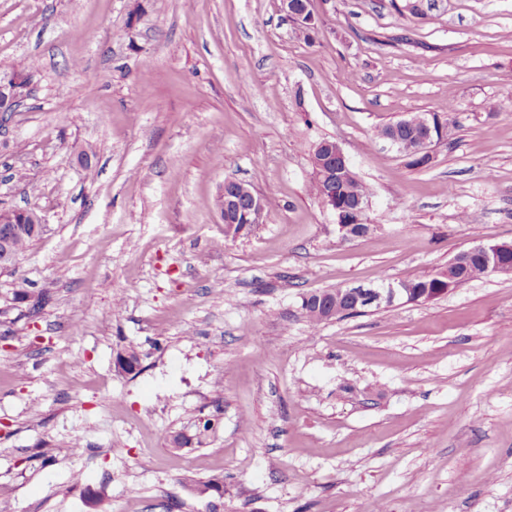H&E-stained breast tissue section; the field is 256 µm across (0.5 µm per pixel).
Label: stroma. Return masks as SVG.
Wrapping results in <instances>:
<instances>
[{"instance_id": "35a3bbf8", "label": "stroma", "mask_w": 512, "mask_h": 512, "mask_svg": "<svg viewBox=\"0 0 512 512\" xmlns=\"http://www.w3.org/2000/svg\"><path fill=\"white\" fill-rule=\"evenodd\" d=\"M310 8L308 41L280 0H0L31 91L0 208L46 218L0 274L11 512H512V277L315 330L301 309L512 241V0ZM415 114L446 121L423 167L377 133ZM323 139L371 188L367 236L313 193ZM227 179L273 202L236 239Z\"/></svg>"}]
</instances>
